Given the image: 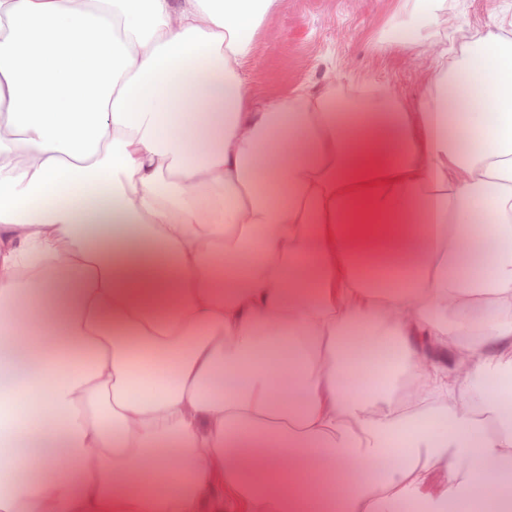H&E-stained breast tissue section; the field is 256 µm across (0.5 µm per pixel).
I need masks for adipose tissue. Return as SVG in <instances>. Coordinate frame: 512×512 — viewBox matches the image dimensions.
Returning a JSON list of instances; mask_svg holds the SVG:
<instances>
[{"label": "adipose tissue", "instance_id": "ef3b65f1", "mask_svg": "<svg viewBox=\"0 0 512 512\" xmlns=\"http://www.w3.org/2000/svg\"><path fill=\"white\" fill-rule=\"evenodd\" d=\"M278 3L0 0V512L512 498V37L404 0L423 97L256 110Z\"/></svg>", "mask_w": 512, "mask_h": 512}]
</instances>
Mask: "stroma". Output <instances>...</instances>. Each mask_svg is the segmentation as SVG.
<instances>
[{
    "instance_id": "obj_1",
    "label": "stroma",
    "mask_w": 512,
    "mask_h": 512,
    "mask_svg": "<svg viewBox=\"0 0 512 512\" xmlns=\"http://www.w3.org/2000/svg\"><path fill=\"white\" fill-rule=\"evenodd\" d=\"M449 40L512 23V0H447ZM400 0H279L253 39L246 65L254 105L305 87L350 88L377 82L411 101L426 90L428 60L396 49L378 52L379 39L399 19Z\"/></svg>"
}]
</instances>
